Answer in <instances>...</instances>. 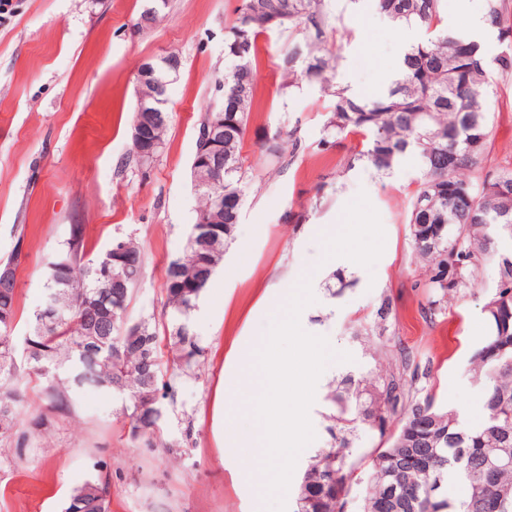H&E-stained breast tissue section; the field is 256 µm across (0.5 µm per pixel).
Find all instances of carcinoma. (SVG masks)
I'll list each match as a JSON object with an SVG mask.
<instances>
[{
	"label": "carcinoma",
	"instance_id": "obj_1",
	"mask_svg": "<svg viewBox=\"0 0 512 512\" xmlns=\"http://www.w3.org/2000/svg\"><path fill=\"white\" fill-rule=\"evenodd\" d=\"M342 0H236L225 26L224 57L232 61L217 81L219 103L200 117L195 133L224 122V137L210 147L195 139L191 181L199 197L195 216L209 224H191L183 252L165 270L162 318L133 319L129 306L145 274L142 245L130 235L112 271L111 297L101 296L104 274L96 260L85 259L84 225H73L63 249L47 262L41 304L56 307L50 323L29 320L22 353L12 332L17 317L16 274L3 284L0 266V441L13 435L20 393L10 387L21 368L48 382L54 408H69L71 395L94 387L125 396L123 416L134 438L154 445L164 403H174L181 375L198 365L192 314L224 259L225 246L240 224L253 165L243 153L256 97L260 38L288 35L275 95L283 107L304 82L319 86L325 100L319 146L336 147L359 137L347 169L367 161L376 172L391 173L404 160L414 161L417 177L404 209L413 252L424 269L416 287L427 299L422 318L435 323L448 299L471 285L489 263L499 269L483 312L489 323L486 341L469 358V373L484 394L485 415L468 424L456 409L437 404L421 386L431 366L404 349L397 371L379 369L366 376L347 374L326 395L324 418L328 447L302 471L297 512H349L352 486L362 487L358 512H512V167L489 158L494 120L484 86L490 66L512 74V0H487L485 18L504 45L488 62L482 44L448 33L446 0H373L394 24L415 27L426 39L409 47L395 78L369 99L353 95L335 81L340 59L323 45L337 47L350 36L346 26L328 29L334 13L343 19ZM166 0H148L134 26L142 31L156 20ZM308 31L296 38L300 29ZM180 71L157 65L164 86L143 87L150 111L133 120L151 124V150L131 148L129 158L148 169L166 144L170 123L166 86ZM260 158L284 171L302 147L298 127L277 120L259 136ZM395 301L383 296L374 321L353 334L364 335L379 351L390 328ZM167 335L172 364L163 362ZM376 432L379 444L358 456L353 436ZM461 494L448 495V476ZM71 499L82 512H109L107 483L89 481Z\"/></svg>",
	"mask_w": 512,
	"mask_h": 512
}]
</instances>
